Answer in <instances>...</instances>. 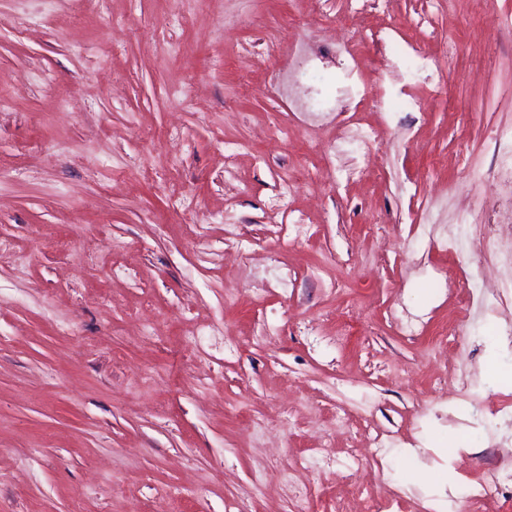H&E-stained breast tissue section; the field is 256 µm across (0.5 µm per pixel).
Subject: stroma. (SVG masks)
Wrapping results in <instances>:
<instances>
[{"instance_id":"obj_1","label":"stroma","mask_w":512,"mask_h":512,"mask_svg":"<svg viewBox=\"0 0 512 512\" xmlns=\"http://www.w3.org/2000/svg\"><path fill=\"white\" fill-rule=\"evenodd\" d=\"M489 3L367 0L438 54L446 93L407 76L408 114L345 0H0V512H453L488 468L512 491V238L475 257L512 226V0ZM294 46L304 92L349 74L362 106L300 111Z\"/></svg>"}]
</instances>
